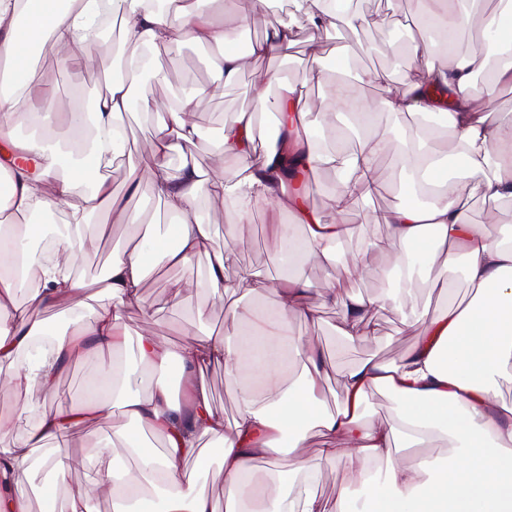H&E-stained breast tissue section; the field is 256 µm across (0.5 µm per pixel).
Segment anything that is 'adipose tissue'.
I'll use <instances>...</instances> for the list:
<instances>
[{
  "mask_svg": "<svg viewBox=\"0 0 512 512\" xmlns=\"http://www.w3.org/2000/svg\"><path fill=\"white\" fill-rule=\"evenodd\" d=\"M127 43L136 49L171 45L189 39L201 45L221 47L214 62L217 80L229 85L249 62L273 55L289 56L295 32L362 23L353 0H342L333 8L329 0H285L284 12L274 9L278 0H252L250 10L265 25V35L241 52L235 47L238 26L225 24L214 11L216 0H186L170 11L147 8L146 0H114ZM98 0H25L15 9L12 0H0V141L9 150L4 161L11 167L6 193L0 195V213L41 215L67 207V232L61 236L53 256L41 259L25 247L34 225L22 234L9 235L5 261L21 260L22 278L0 276V386L10 390L39 389L51 398L48 413L21 434L0 429V473L21 483L31 473L34 449H45L41 460L55 482L64 481L72 467L66 437L82 428L95 415L118 406L123 416L163 439L162 455L137 453L133 440L121 447L103 442L93 450L99 460L136 455L135 471L98 473L92 492L111 496L113 512H133L131 498L141 486H151L159 500V512H512V405L500 401V384L512 382V229L489 235L470 223L464 200L479 196L493 201L512 200V124L496 120L489 100L466 92L475 73L483 71L489 55L504 57L505 65L492 74L497 85L512 86V0L498 13L474 16L466 7L452 8L449 0H417L416 16L423 26L455 34L461 27L478 25L491 43L488 49L465 54L446 51L436 58L435 44L423 38L412 40L408 52L422 61L423 72L407 79L402 91L384 99L382 111L398 118L403 114L433 113L439 127L450 130L453 156L463 169L457 180L440 177L431 129L416 127L410 135L396 136L371 125V113L354 85L328 81L322 66L310 67L307 83L327 86L320 101L304 96L296 86L280 85L276 96L259 92L254 107L237 111L225 122L218 148L220 157L236 162L232 173L223 166L205 169L192 158H184L179 169H171L170 157L194 143L200 133L191 123L196 99L204 89L191 91L179 102H143L144 111L158 116L159 134L148 160L131 164L127 181L131 187L148 183L154 196L175 217L174 243L142 238L115 256L101 290L110 298L96 311L90 323L75 322L71 333L59 334L51 349L31 351L35 337L46 335V312L55 308L83 306L87 284L72 276L71 268L86 245L103 231L92 223L94 215L121 224H139L140 212L120 207L108 178L88 167L80 152L83 132L92 128L97 161L123 154L124 139L118 138L124 116L133 100V83L115 78L95 101L91 117L77 108H65L55 89L29 63L28 48L57 64H93L100 46H88L80 30L93 23ZM276 108L283 114L282 127L263 153L254 147V116ZM323 116H349L364 133L360 151H326L317 141V128L308 123L313 111ZM31 113L47 128L44 136L15 141L18 117ZM398 153L409 167L422 173L432 187L428 205L398 204L380 213H369L367 223L386 225V240L375 250L398 245L421 258L424 270L442 262L452 271L457 259L467 262V278L476 289L466 307L449 306L419 318L418 338L398 361L367 358L342 376L344 397L335 411L323 405V353L310 336H294L288 326L295 319L316 325L320 318L308 303L318 295L322 304L340 312L337 332L345 341L367 339L364 329L373 308L401 309L415 286L413 265L397 268L396 286L375 297L344 291V281L363 271L360 254L337 261L336 249L348 233L343 220L325 221L320 213L305 207L299 193L289 190L288 167H326L336 173L332 206L343 210L347 199L369 198L380 184L381 156ZM68 164L66 181L56 193L45 184L61 164ZM86 190L71 196L72 185ZM232 201L238 215L228 237L230 247L212 249L211 228L196 216L200 199ZM272 205L293 214L306 228L301 240L283 239V248L294 257L329 267L318 283L301 274L288 276L271 286L276 297L272 310L253 312L228 304L226 313L247 331L235 341L212 334L185 337L170 342L152 329L138 336L135 366L143 371L178 362L182 371L185 402L174 401L164 380H156L145 395L129 393L113 377L98 379L101 396L79 405L55 404L59 378L76 357L116 350L125 345L130 331L123 311L143 303L141 287L149 269L164 265L184 269L199 258H207L203 279L214 299L233 295L239 284L251 280L242 272L238 282L224 272L232 262V245L247 231L251 209ZM27 351L25 365L15 356ZM297 359L302 371L296 383L280 379L288 360ZM220 363L231 378H243L238 416L225 427L222 415L209 405L207 390L199 374L210 364ZM374 389L387 392L395 402L394 421H368L363 406ZM404 435L409 454L395 453L397 435ZM434 435L452 443V453L438 462L414 455L415 447ZM216 440L224 467V503L215 501L199 486V476L186 472L183 462L198 452L200 438ZM321 445L314 455L302 448L312 438ZM343 438L340 448L330 447ZM286 462L295 480L284 483L280 475L263 482L254 479V463ZM346 459L352 479L362 494L344 488L333 502L321 499L315 486L321 479L320 460ZM92 492H77L68 502L69 512H91Z\"/></svg>",
  "mask_w": 512,
  "mask_h": 512,
  "instance_id": "1",
  "label": "adipose tissue"
}]
</instances>
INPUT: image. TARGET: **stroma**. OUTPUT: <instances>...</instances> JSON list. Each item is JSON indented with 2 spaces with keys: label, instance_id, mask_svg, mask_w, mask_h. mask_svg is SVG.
<instances>
[{
  "label": "stroma",
  "instance_id": "1",
  "mask_svg": "<svg viewBox=\"0 0 512 512\" xmlns=\"http://www.w3.org/2000/svg\"><path fill=\"white\" fill-rule=\"evenodd\" d=\"M359 7L367 18L365 25L357 28L343 27L328 33L299 29L295 38L297 44L289 57H266L253 61L241 72L237 81L200 99L191 119L200 130V137L190 150L202 167L217 164L232 169L233 159L218 161L213 153V145L219 141L224 120L233 111L246 108L257 92L264 90L269 74H277L294 85L304 86L309 98H320L324 90L318 86L304 85L306 68L313 58H320L327 68L329 79H346L354 83L360 97L367 105H375L390 93L400 91L407 78L419 75L420 68L410 61H398L395 54L376 52L375 47L392 28L401 26L411 15L410 0H360ZM344 42L352 47L347 62L336 63V45ZM152 73L136 85V98L153 101L169 100L182 93L183 89L203 87L216 79L212 69L214 56L209 46L185 40L170 46H161L150 51ZM118 68V59L112 50H105L88 67H78L72 76H64L53 67H45V79L61 86L67 80L76 81L88 97H95L104 83L111 80ZM385 71L390 75L387 82H361L366 71ZM130 132L131 147L125 160L113 162L106 174L114 189L120 195L126 208L144 213L147 222L144 228L127 224H111L107 233L74 263L78 278L88 281L98 280V266H109L114 252L134 243L140 231H148L155 237L170 239L174 218L153 196L148 184H141L137 191H129L126 186L127 172L131 162L147 159L151 153L158 128L153 116L134 109L125 116ZM403 162L390 155L379 162L380 190L369 199H354L348 202L343 214L351 232L336 253L337 260L362 248L365 243L384 238L387 228L382 224H368L366 213L389 209L402 201L398 190ZM465 208L471 223L482 226L491 235H498L503 226H512V202L491 201L470 198ZM251 233L242 242L234 244L235 260L228 266L226 276L236 279L240 270L250 269L257 273L258 280L245 284L236 293L239 305L251 306L256 296H263L266 303H274L269 294L270 284L278 282L287 272L278 241L270 231V221L266 208H255L251 215ZM398 250L367 253L363 262L366 272L362 277L345 282L346 290L374 296L387 292L395 285V264ZM206 268L205 260H198L186 271L177 273L168 269L155 268L149 271L142 288L145 308L130 307L124 312V321L131 332H140L149 322L161 324L163 332L171 341L178 342L185 332L195 334H223L226 326L223 304L214 302L205 288L199 284ZM180 278L182 290L179 307L169 305L168 281ZM472 288L466 276L464 262H457L451 288L418 282L406 310L411 320H402L401 315L389 309L375 310L370 316L371 339L356 342H343L336 333L340 316L336 308H320L321 322L311 326L297 320L291 324L295 336L317 337L325 357L326 379L324 400L327 410H335L337 401L343 397L341 376L357 361L373 356L383 362L397 361L410 350L416 340L417 323L415 314L424 310L443 312L449 304L460 303L471 293ZM154 314L153 320H146L144 311ZM97 366L96 359L79 357L74 359L61 376L57 400L70 405L86 399L91 383V375ZM212 409L223 415L225 423H233L239 407V386L224 375L220 364L210 366L202 377ZM49 402L38 389L17 395L7 389H0V420H13L24 416L28 425H35L40 415L47 411ZM120 411H113L92 418L82 429L72 432L67 443L75 456L73 469L66 483L54 484L52 478H31L23 494L29 502L30 512H64L70 495L80 490L91 489L100 467L99 462L90 458L93 448L102 440L112 438V426L124 423ZM202 453L199 458L185 462L186 470L196 471L200 484L216 504L224 502V472L221 452L210 439L200 441Z\"/></svg>",
  "mask_w": 512,
  "mask_h": 512
}]
</instances>
